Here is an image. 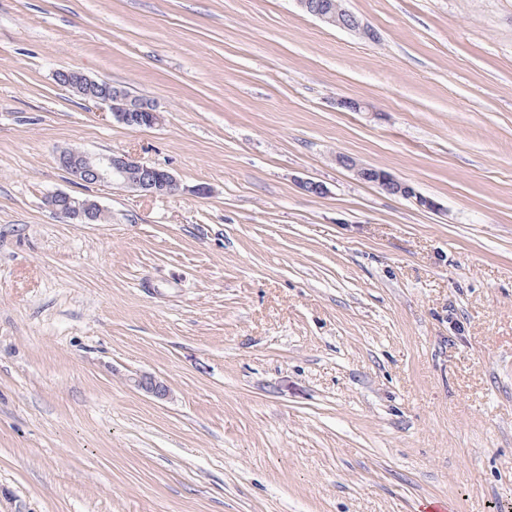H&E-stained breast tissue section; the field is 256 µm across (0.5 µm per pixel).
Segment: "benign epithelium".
Returning <instances> with one entry per match:
<instances>
[{
	"label": "benign epithelium",
	"instance_id": "7a95c632",
	"mask_svg": "<svg viewBox=\"0 0 512 512\" xmlns=\"http://www.w3.org/2000/svg\"><path fill=\"white\" fill-rule=\"evenodd\" d=\"M343 2L344 0H336V13L321 16L319 21L338 28L345 27L363 38H374L373 30L357 20L352 25L345 26L342 17L347 10ZM56 80L59 84L84 97L85 101L92 102L110 112L112 118L124 125L137 124L141 127H151L160 121L159 113L154 105L146 100L135 98L109 82L91 79L82 72L72 69L57 72ZM57 163L75 180L81 182L110 181L120 187L153 195H169L180 191V183L171 172L151 166L128 155L110 156L88 152L76 155L62 151L57 156ZM349 170L357 178L369 181L389 194L413 199L422 208L434 209L431 199L420 195L412 185L387 170H376L355 159L350 161ZM46 203L56 214L73 221L80 220L85 224H94L106 218L104 210L96 201L73 197L66 192L49 195L46 198ZM134 385L139 390L158 399L168 396L166 386L150 374L139 375L135 379Z\"/></svg>",
	"mask_w": 512,
	"mask_h": 512
}]
</instances>
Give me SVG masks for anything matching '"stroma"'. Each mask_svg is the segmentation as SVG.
<instances>
[{"label":"stroma","mask_w":512,"mask_h":512,"mask_svg":"<svg viewBox=\"0 0 512 512\" xmlns=\"http://www.w3.org/2000/svg\"><path fill=\"white\" fill-rule=\"evenodd\" d=\"M345 5L0 0V512H512V0ZM309 2L311 9L319 13L329 14L334 13L336 10V14L318 17L317 19L320 22L324 24L335 25L337 28H344L349 31L356 32L363 38H374V32L368 26L362 25L357 18L354 21V17L352 15L344 16L348 12L343 5L344 0H309ZM343 16L344 23H354L350 26H346L342 21ZM56 80L59 84L72 89L75 93L92 102L104 111L112 114L117 122L127 126L135 124L151 127L160 121L155 105L146 100L137 99L121 88L106 81H97L87 77L78 70L58 71ZM140 113L136 117V113ZM76 181H110L127 189L153 195H169L180 191V183L168 170L151 166L128 155H100L62 151L56 158ZM348 169L360 180L370 182L389 194L401 196L405 199H415V203L425 209L431 210L435 207L431 199L421 196L412 185L400 180L387 170H376L373 167L362 164L354 158L350 161ZM61 201L65 203L60 205ZM46 203L61 217L73 221L80 220L84 224H94L106 218L104 210L96 201L73 197L66 192H56L49 195L46 198Z\"/></svg>","instance_id":"stroma-1"}]
</instances>
